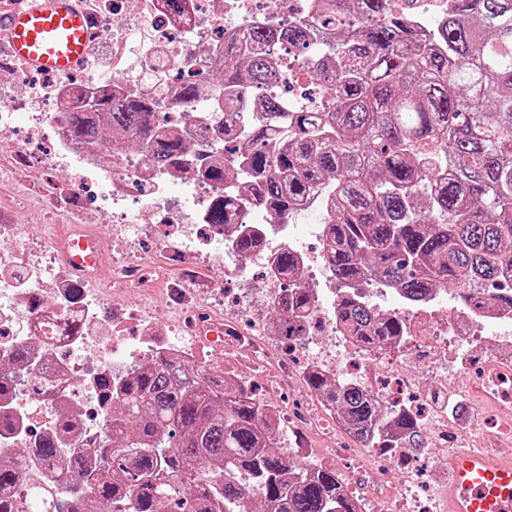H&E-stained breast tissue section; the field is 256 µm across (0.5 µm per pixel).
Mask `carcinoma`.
Returning a JSON list of instances; mask_svg holds the SVG:
<instances>
[{
    "instance_id": "obj_1",
    "label": "carcinoma",
    "mask_w": 512,
    "mask_h": 512,
    "mask_svg": "<svg viewBox=\"0 0 512 512\" xmlns=\"http://www.w3.org/2000/svg\"><path fill=\"white\" fill-rule=\"evenodd\" d=\"M315 8L316 26L334 32L326 55L302 67L322 93L318 110L290 108L272 93L280 74L271 47L298 45L313 27L291 22L254 31L246 45L224 42V123L202 130L210 154L197 164L224 188L207 223L233 234L234 253L247 257L261 238L240 223L241 206L286 222L323 186L324 244L337 280L358 288L375 275L417 301L450 284L465 303L512 309V287H497L512 282V0H452L448 19L423 31L411 8L389 0H318ZM162 95L78 84L69 136L95 142L121 130L151 165L185 173L193 156L184 138L155 127ZM174 95L188 107L207 99L194 82ZM240 108L255 111L244 126L235 122ZM272 265L300 275L291 252ZM313 301L308 289H291L274 310L278 334L295 336ZM338 316L380 349L403 330L354 295L342 297ZM305 382L368 447L424 448L405 413L383 430L368 391L318 371ZM104 388L119 410L100 447L64 451L63 418L58 436L35 449L48 471L30 490L38 512H117L123 500L132 512H236L246 481L264 512H362L334 468L294 464L264 405L220 374L161 355ZM17 467L0 463V512H17ZM58 476L81 493L60 501Z\"/></svg>"
}]
</instances>
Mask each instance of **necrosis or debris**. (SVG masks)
Masks as SVG:
<instances>
[{"instance_id": "1", "label": "necrosis or debris", "mask_w": 512, "mask_h": 512, "mask_svg": "<svg viewBox=\"0 0 512 512\" xmlns=\"http://www.w3.org/2000/svg\"><path fill=\"white\" fill-rule=\"evenodd\" d=\"M136 4L132 14L113 25L112 39L123 40L132 26L149 30L137 60L139 89L147 95L155 92L148 78L158 61L193 75L210 74L222 67L225 41L248 42L255 18L308 23L315 15L312 0H187L180 17L169 13L165 0ZM71 87L67 77L49 85L57 112L48 122L31 125L12 157L27 163L30 145L40 141L45 125H52L57 158L78 161L70 181L76 194L83 177L97 173L98 167L96 153L77 147L67 136L65 108ZM170 180L167 171L113 145L112 281L107 288L98 285L101 265L77 274L65 260L70 241L83 234L82 225H72L68 237L57 238L48 232L33 237L26 225L0 222V360H8L21 346L34 352L9 393L0 398V456L24 451L21 483L43 478L29 450L54 432L61 415L76 416L66 448L96 447L109 424L100 380L122 378L161 351L199 368L218 351L235 362L261 367L265 408L283 422L296 416L308 433L326 437L341 433L342 427L316 396H307L296 412L288 410L299 380L311 370L325 372L366 389L383 414L405 411L415 416L426 447L437 449L442 460L451 445L467 441L475 430L464 416L475 402L459 385L462 377L475 374L497 410L502 438H512V361L488 358L496 348L512 346L511 311L453 302L444 288L425 302L412 303L398 289L371 278L360 298L372 307L391 301L390 312L400 318L404 332L389 350H367L336 316L340 290L324 255L321 192L296 210L297 216L314 219L307 238L295 236L288 224L262 225L263 240L245 270L229 263L227 254L204 249L190 235L223 199V189L183 174L195 201L188 208L173 204L167 192ZM149 215L166 231L154 257L143 258L136 253V241L147 234L144 219ZM285 250L297 256L303 283L315 296L298 321L294 360L276 347L258 314L259 307H277L291 286L271 265L274 254ZM156 259L179 263L184 270L180 285L156 288L147 272ZM216 267L223 268L231 285L222 294L198 285L201 274ZM160 308L168 313L164 330L154 319ZM372 454L395 460L400 468L396 481L379 470L356 473V483L376 512H448L447 499L433 491L445 478L441 469L423 468L407 448H376Z\"/></svg>"}]
</instances>
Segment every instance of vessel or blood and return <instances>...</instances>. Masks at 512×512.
<instances>
[{
    "instance_id": "vessel-or-blood-1",
    "label": "vessel or blood",
    "mask_w": 512,
    "mask_h": 512,
    "mask_svg": "<svg viewBox=\"0 0 512 512\" xmlns=\"http://www.w3.org/2000/svg\"><path fill=\"white\" fill-rule=\"evenodd\" d=\"M0 9V53L46 73H66L93 52L92 21L80 0H25ZM100 238L70 245L68 263L80 271L99 255ZM449 512H512V456L459 452L449 455Z\"/></svg>"
}]
</instances>
